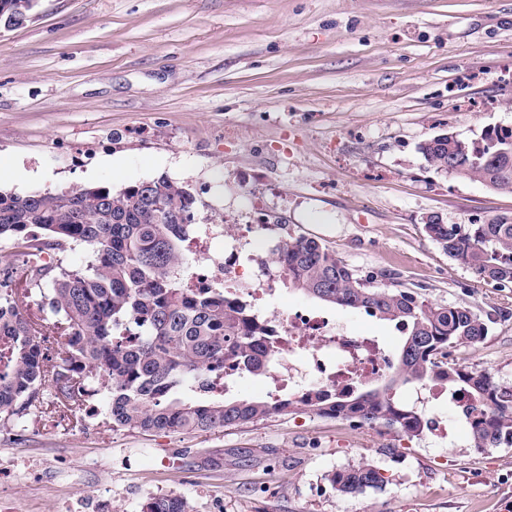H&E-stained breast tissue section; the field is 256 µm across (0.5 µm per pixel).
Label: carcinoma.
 <instances>
[{"instance_id":"cac0c4a2","label":"carcinoma","mask_w":512,"mask_h":512,"mask_svg":"<svg viewBox=\"0 0 512 512\" xmlns=\"http://www.w3.org/2000/svg\"><path fill=\"white\" fill-rule=\"evenodd\" d=\"M483 145L438 134L419 146L425 162L450 175L512 192V130ZM196 196L167 176L120 190L84 186L54 193H0V237L14 250L0 253V422L22 424L47 415L44 392L69 410L108 394L105 415L114 430L209 432L265 420L294 401L224 397V365L251 375L270 372L263 318L241 295L192 288L180 271L190 253ZM428 235L480 279L512 287V220L445 224L432 215ZM81 247L83 265L65 264ZM273 259L288 284L343 308L396 322L405 333L393 376L381 389L336 395L315 388L299 403L316 415L356 426H382L416 437L424 414L395 400L394 384L468 391L476 401L462 411L473 447L512 446V386L483 371L448 362V353L488 334L493 313L466 304L441 305L407 288L379 287L358 276L314 237H282ZM23 265L25 281L14 279ZM54 321L28 313L33 298ZM65 350L48 356V337ZM339 494L377 489L383 476L362 462L326 475ZM181 497H153L142 512H188Z\"/></svg>"}]
</instances>
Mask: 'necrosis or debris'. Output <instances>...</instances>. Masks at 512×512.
Listing matches in <instances>:
<instances>
[{
  "instance_id": "4bbe7bcc",
  "label": "necrosis or debris",
  "mask_w": 512,
  "mask_h": 512,
  "mask_svg": "<svg viewBox=\"0 0 512 512\" xmlns=\"http://www.w3.org/2000/svg\"><path fill=\"white\" fill-rule=\"evenodd\" d=\"M245 244L237 225L204 230L195 241L194 256L212 259V266L193 274L195 287L224 286L225 290L258 301L275 292L280 272L263 268L246 272ZM273 351V383L288 385L295 396L305 395L316 377L318 388L343 392L384 376L393 366L386 346L377 337L346 332L340 324L299 311L282 312L268 320Z\"/></svg>"
}]
</instances>
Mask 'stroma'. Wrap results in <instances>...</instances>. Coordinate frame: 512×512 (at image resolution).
I'll use <instances>...</instances> for the list:
<instances>
[{"instance_id": "35a3bbf8", "label": "stroma", "mask_w": 512, "mask_h": 512, "mask_svg": "<svg viewBox=\"0 0 512 512\" xmlns=\"http://www.w3.org/2000/svg\"><path fill=\"white\" fill-rule=\"evenodd\" d=\"M512 129V0H38L0 25V162L17 195L115 190L164 175L199 200L198 226L284 224L378 284L494 312L448 359L512 386V288L485 282L424 222L512 218V193L430 167L448 132ZM261 317L304 309L398 350L393 323L280 284ZM106 394L48 420L0 424V496L19 512H498L512 447L473 448L450 404L446 437H409L297 409L207 433L104 425ZM34 469H27L25 461ZM376 464L383 490L337 494L328 472ZM188 503L177 496H159L150 498L142 512H188Z\"/></svg>"}]
</instances>
